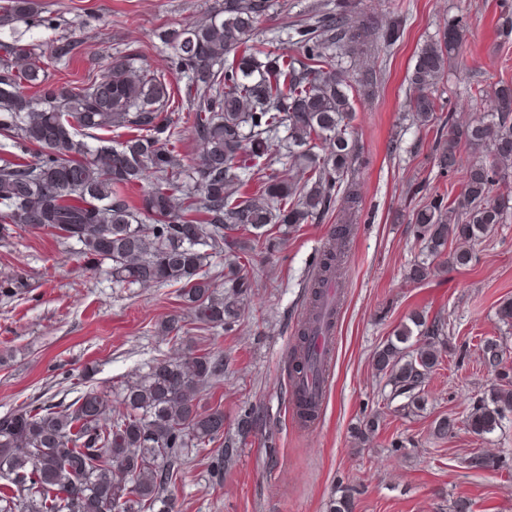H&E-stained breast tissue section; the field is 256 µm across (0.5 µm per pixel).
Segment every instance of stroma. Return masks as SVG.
Returning <instances> with one entry per match:
<instances>
[{
  "instance_id": "35a3bbf8",
  "label": "stroma",
  "mask_w": 512,
  "mask_h": 512,
  "mask_svg": "<svg viewBox=\"0 0 512 512\" xmlns=\"http://www.w3.org/2000/svg\"><path fill=\"white\" fill-rule=\"evenodd\" d=\"M40 26L18 22L0 28L30 32L35 41L82 33V56L51 68L52 80L82 81L103 70L110 54H138L141 64L163 71L171 54L159 31L203 19L215 0H39ZM326 0H273L255 37L287 31ZM497 0H361L360 13L380 21L401 11L404 32L393 47L371 50L345 62L347 73L382 70L372 94L355 99L352 135L368 158L356 172L358 211H334L281 237L277 252L250 256L255 286L241 302L233 330L209 328L184 309L175 286L126 288L106 267H91L74 242L29 230L0 239V277L21 275L19 293L0 294V416L28 406L42 394L72 402L88 387H110L136 377L160 358L208 352L223 358L224 378L206 389L202 410L222 407L224 437L237 456L214 484L208 451L190 450V462L174 494L177 512H327L331 499L349 493L355 512H454L470 500L472 512H512V415L489 435L463 425L494 383L481 364L483 339L503 343L512 354V323L500 320L512 301V219L473 247L466 266H451L416 283L411 264L426 255L408 221L427 194L460 192L458 178L440 177L430 155L432 135L413 125L408 76L425 41L457 16L468 24L464 71H449L437 86L457 123L497 107L494 86L512 82V36L496 25ZM479 84L480 99L465 82ZM346 248L336 285L342 305L336 356L326 382L317 425L303 429L290 403V351L306 317V298L317 263L329 249ZM423 313L450 324L444 361L425 386L424 410L404 411L373 367L372 354L409 315ZM177 318L180 339L162 335L161 322ZM258 424L238 437L244 411ZM379 427L368 441L356 430L370 416ZM456 419L446 438L433 433L436 418ZM484 452L498 462L491 470H467L461 460Z\"/></svg>"
}]
</instances>
